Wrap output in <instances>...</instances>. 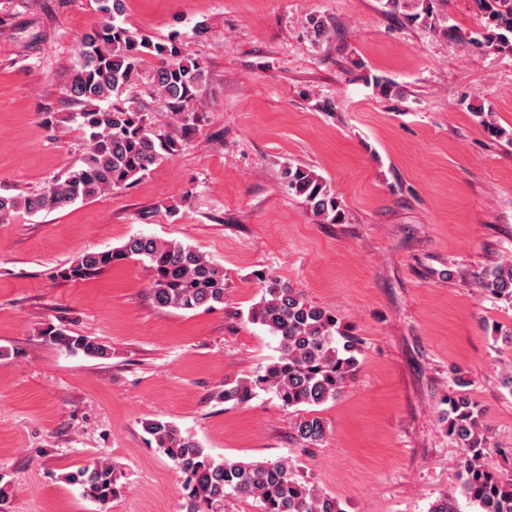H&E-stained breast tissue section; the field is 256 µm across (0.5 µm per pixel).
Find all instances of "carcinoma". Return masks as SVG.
<instances>
[{"mask_svg": "<svg viewBox=\"0 0 512 512\" xmlns=\"http://www.w3.org/2000/svg\"><path fill=\"white\" fill-rule=\"evenodd\" d=\"M105 21L81 36L78 62L66 85V99L78 111L69 119L88 135L82 165L51 181L46 190L25 196L0 195V224L24 212L36 215L61 210L115 190L126 189L150 174L166 157L188 146L204 113L198 111L197 85L204 64L182 54L178 36L155 42L117 21L122 0H96ZM392 10L434 32L448 34V17L438 0H386ZM486 18L477 46L512 50V0H476ZM308 34L316 42L329 38L325 20L311 17ZM156 64L145 67V56ZM145 84L162 104L160 122L131 100L118 101L124 91ZM288 192L299 197L326 224L342 221L338 194L319 175L301 165L282 171ZM148 263L153 302L160 308L195 310L224 304V271L195 248L136 235L114 249L88 252L66 268L63 276L84 279L127 259ZM262 286L260 300L247 319L264 326L279 339V356L250 381H229L219 398L242 404L257 389L272 392L288 408L318 406L342 395L359 365L360 342L336 314L315 306L287 283L253 271ZM490 294L512 300V260L479 277ZM51 343L72 354L107 359L111 349L100 341L49 325L41 331ZM447 395L443 420L462 454L457 463L459 488L479 512H512V478L504 479L488 459V430L484 411L455 379ZM143 429L156 448L187 476L185 512H224L229 499L252 500L257 512H345L336 497L318 491L300 478L289 459L242 461L217 459L189 434L161 418L149 419ZM322 418L307 412L296 424L298 437L309 445L323 440ZM119 466L102 461L66 476L83 496L101 508L118 493Z\"/></svg>", "mask_w": 512, "mask_h": 512, "instance_id": "1", "label": "carcinoma"}]
</instances>
